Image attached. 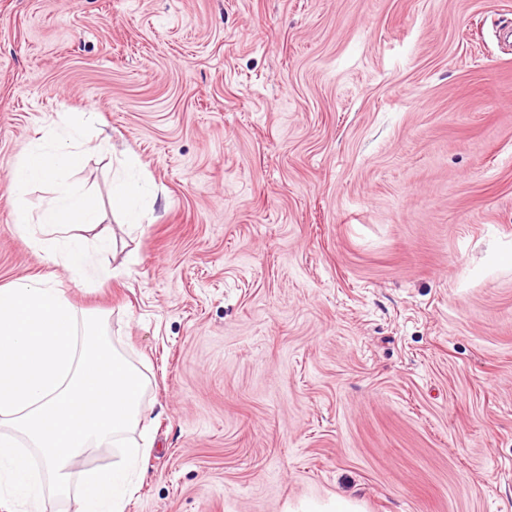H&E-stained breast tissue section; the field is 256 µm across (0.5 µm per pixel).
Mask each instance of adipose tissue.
I'll return each mask as SVG.
<instances>
[{"label":"adipose tissue","instance_id":"1","mask_svg":"<svg viewBox=\"0 0 512 512\" xmlns=\"http://www.w3.org/2000/svg\"><path fill=\"white\" fill-rule=\"evenodd\" d=\"M84 158L83 143L78 135L69 142L50 148L32 150L15 166L9 190L17 202L16 222L20 231L30 236L51 261H59L73 275L107 276V269L94 265L89 246L106 251L111 238L99 234L88 242L85 230L97 227L101 215L95 200L78 185L67 182L65 173L77 169ZM52 184L55 196L38 215H30L26 197L36 184Z\"/></svg>","mask_w":512,"mask_h":512}]
</instances>
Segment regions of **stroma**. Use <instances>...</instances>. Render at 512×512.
Listing matches in <instances>:
<instances>
[{"label":"stroma","instance_id":"stroma-1","mask_svg":"<svg viewBox=\"0 0 512 512\" xmlns=\"http://www.w3.org/2000/svg\"><path fill=\"white\" fill-rule=\"evenodd\" d=\"M67 127L106 280L15 223ZM47 272L152 379L124 512H512V0H0V285ZM139 188L130 182H120L112 188V207L123 212L128 224L140 225L144 217L133 205V199Z\"/></svg>","mask_w":512,"mask_h":512}]
</instances>
